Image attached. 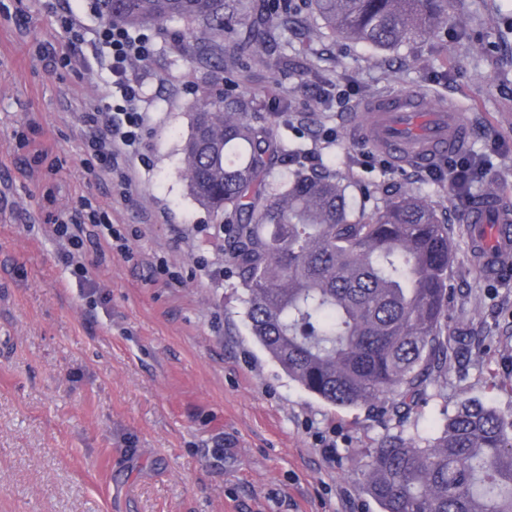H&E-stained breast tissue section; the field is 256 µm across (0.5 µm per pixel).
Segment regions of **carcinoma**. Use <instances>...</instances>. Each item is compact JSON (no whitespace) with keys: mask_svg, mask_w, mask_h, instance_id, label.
<instances>
[{"mask_svg":"<svg viewBox=\"0 0 512 512\" xmlns=\"http://www.w3.org/2000/svg\"><path fill=\"white\" fill-rule=\"evenodd\" d=\"M241 0H101L102 16L161 30L186 23L202 63L220 57L242 24ZM293 0H262L286 17ZM328 30L381 50L424 40L448 24L449 0H311ZM250 28L239 49L260 48ZM274 128L215 93L194 106L184 141L187 188L228 225L224 260L246 291L251 334L288 377L324 402L362 407L393 396L412 409L446 376L448 225L415 194L367 220L326 168L267 180ZM363 490L382 512H512V434L497 412L467 401L433 438L386 436Z\"/></svg>","mask_w":512,"mask_h":512,"instance_id":"cac0c4a2","label":"carcinoma"}]
</instances>
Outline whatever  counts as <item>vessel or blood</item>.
<instances>
[{"instance_id": "1", "label": "vessel or blood", "mask_w": 512, "mask_h": 512, "mask_svg": "<svg viewBox=\"0 0 512 512\" xmlns=\"http://www.w3.org/2000/svg\"><path fill=\"white\" fill-rule=\"evenodd\" d=\"M421 111V98L414 92L373 100L365 122L373 146L392 159L422 162L464 143L468 130L460 107L441 105L425 121ZM464 222L471 254L482 272L491 274L512 262V204L495 195L482 196Z\"/></svg>"}]
</instances>
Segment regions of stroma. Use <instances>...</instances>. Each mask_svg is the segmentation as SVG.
I'll return each instance as SVG.
<instances>
[{
	"instance_id": "1",
	"label": "stroma",
	"mask_w": 512,
	"mask_h": 512,
	"mask_svg": "<svg viewBox=\"0 0 512 512\" xmlns=\"http://www.w3.org/2000/svg\"><path fill=\"white\" fill-rule=\"evenodd\" d=\"M294 5L271 46L240 53L241 27L207 65L183 49L184 24L144 27L151 52L129 76L150 123L123 198L82 150L80 112L112 99L96 0H0V512H380L362 474L382 437H432L474 399L512 424V268L487 279L463 222L480 194L512 203V0H452L446 30L396 50L332 36L309 0ZM46 44L73 64L46 71ZM413 91L425 111L465 109L462 150L488 164L465 192L444 157L364 168L365 107ZM212 92L278 130L287 153L271 179L298 147L345 177L355 213L413 193L451 225L448 376L409 415L393 399L328 405L255 342L221 220L186 190L181 146ZM83 197L131 247L85 248L92 295L42 231Z\"/></svg>"
}]
</instances>
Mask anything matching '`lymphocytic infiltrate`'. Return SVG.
I'll return each instance as SVG.
<instances>
[{"label": "lymphocytic infiltrate", "mask_w": 512, "mask_h": 512, "mask_svg": "<svg viewBox=\"0 0 512 512\" xmlns=\"http://www.w3.org/2000/svg\"><path fill=\"white\" fill-rule=\"evenodd\" d=\"M100 38L111 54L109 77L120 101L115 105H88L80 116L82 140L100 174L125 197L132 189V177L123 160L140 144L145 126V117L139 108L143 88L141 83L129 78L128 70L133 59L147 56L150 48L147 38L132 35L128 28L119 24L104 26ZM44 232L59 243L61 262L82 279L88 274L82 262L85 244L95 242L122 255L130 252L128 238L113 226L108 213L87 200L82 203L80 217L55 219L45 225Z\"/></svg>", "instance_id": "1"}]
</instances>
